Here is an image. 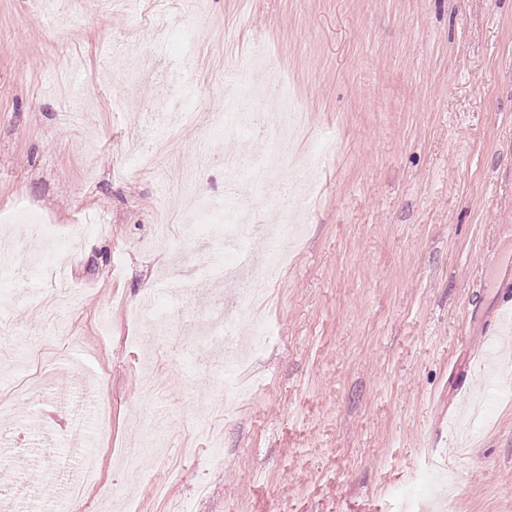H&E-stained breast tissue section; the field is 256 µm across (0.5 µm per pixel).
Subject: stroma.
Masks as SVG:
<instances>
[{"label":"stroma","instance_id":"obj_1","mask_svg":"<svg viewBox=\"0 0 512 512\" xmlns=\"http://www.w3.org/2000/svg\"><path fill=\"white\" fill-rule=\"evenodd\" d=\"M163 9L180 23L154 49L141 38ZM259 47L267 63L242 73ZM162 54L190 89L164 159L129 145L159 121L143 94L165 92ZM283 78L310 113L295 150L317 170L258 306L272 334L235 375L250 394L228 398L204 367L211 341L152 332L126 306L190 274L182 251L223 257L211 212L156 244L157 204L223 200L210 160L226 140L197 115ZM296 180L239 184L274 217ZM23 201L61 238L85 214L106 221L48 291L0 281V394L25 388L0 470L39 501L66 496L88 452L99 478L80 512H403L410 493L417 512H512V326L497 324L512 295V0H145L139 15L58 0L51 16L0 0V214ZM479 351L495 352L498 389L463 446L451 419L466 374L485 373L465 367ZM146 429L159 447L140 454Z\"/></svg>","mask_w":512,"mask_h":512}]
</instances>
